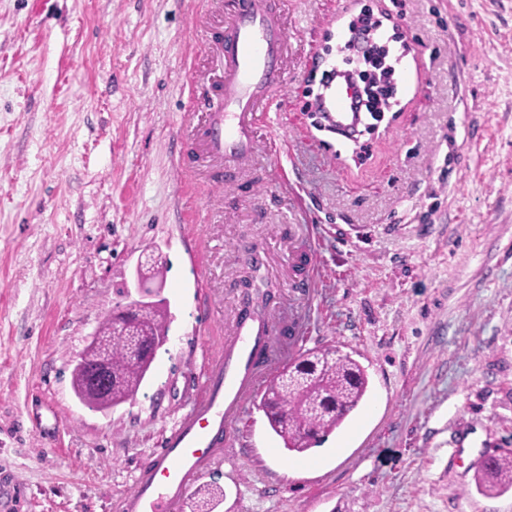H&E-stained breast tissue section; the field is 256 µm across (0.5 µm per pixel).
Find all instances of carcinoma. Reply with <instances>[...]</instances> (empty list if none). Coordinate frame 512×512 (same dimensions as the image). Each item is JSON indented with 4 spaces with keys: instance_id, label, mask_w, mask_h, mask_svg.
I'll list each match as a JSON object with an SVG mask.
<instances>
[{
    "instance_id": "carcinoma-1",
    "label": "carcinoma",
    "mask_w": 512,
    "mask_h": 512,
    "mask_svg": "<svg viewBox=\"0 0 512 512\" xmlns=\"http://www.w3.org/2000/svg\"><path fill=\"white\" fill-rule=\"evenodd\" d=\"M131 317L105 318L98 335L112 365V406L134 399L156 357L155 348L168 333V305L164 298L131 302ZM91 370L72 372L73 391L92 410L104 408L84 397V381ZM368 376L358 360L338 348H301L266 384L258 409L290 452L304 453L322 443L362 402ZM475 483L484 494L512 489V449L500 452L490 464L479 466ZM223 498L219 486L200 488L190 512H214Z\"/></svg>"
}]
</instances>
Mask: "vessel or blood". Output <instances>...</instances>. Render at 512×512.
<instances>
[{
    "mask_svg": "<svg viewBox=\"0 0 512 512\" xmlns=\"http://www.w3.org/2000/svg\"><path fill=\"white\" fill-rule=\"evenodd\" d=\"M280 12L277 0H236L233 10L215 22L211 72L189 75L192 109L205 113L206 121L199 128L184 120L182 132L187 140L201 142L189 165L201 186L236 185L253 159L256 129L285 84L281 62L287 33ZM340 72L332 68L328 90L315 99L313 109L344 144L352 141L359 120L352 109L353 91L339 81ZM280 334L265 316L235 321L233 347L221 350L195 407L163 439L117 512H173L192 478L213 461L260 381L273 372Z\"/></svg>",
    "mask_w": 512,
    "mask_h": 512,
    "instance_id": "vessel-or-blood-1",
    "label": "vessel or blood"
}]
</instances>
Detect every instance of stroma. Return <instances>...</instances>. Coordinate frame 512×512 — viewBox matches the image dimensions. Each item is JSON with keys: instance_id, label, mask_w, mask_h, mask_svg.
<instances>
[{"instance_id": "stroma-1", "label": "stroma", "mask_w": 512, "mask_h": 512, "mask_svg": "<svg viewBox=\"0 0 512 512\" xmlns=\"http://www.w3.org/2000/svg\"><path fill=\"white\" fill-rule=\"evenodd\" d=\"M225 2L0 0V512H114L197 402L255 246L270 317L308 298L304 347L351 354L368 391L304 454L248 405L190 490L223 487L216 512H512V490L475 487L477 451L512 449V0H280L284 95L241 183L197 193L192 15ZM367 7L412 44L410 87L371 158L344 163L307 73ZM299 224L311 282L288 263ZM153 251L167 341L134 400L91 410L74 359Z\"/></svg>"}]
</instances>
